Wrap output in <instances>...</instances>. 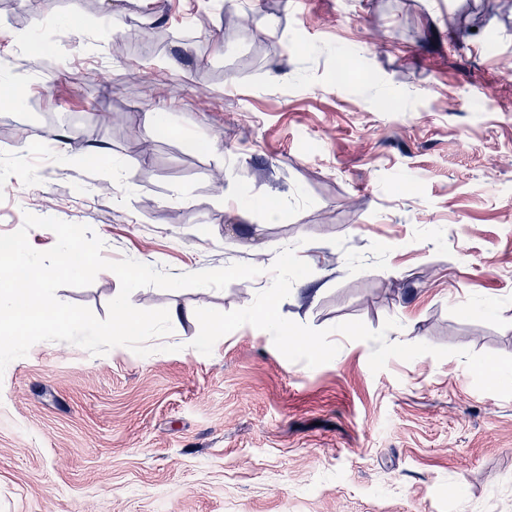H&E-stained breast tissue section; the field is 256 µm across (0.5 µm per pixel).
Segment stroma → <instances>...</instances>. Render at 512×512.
Masks as SVG:
<instances>
[{"mask_svg": "<svg viewBox=\"0 0 512 512\" xmlns=\"http://www.w3.org/2000/svg\"><path fill=\"white\" fill-rule=\"evenodd\" d=\"M497 2L0 0V81L27 77L0 108V234L31 213L89 225L111 261L265 270L135 290L136 308L181 310L171 351L42 341L12 361L0 512H512V398L477 390L454 354L372 372L375 343L334 330L393 319L392 343L512 356V13ZM248 8L253 33L223 42ZM462 15L477 28L460 38ZM285 247L311 272L279 311L331 329L335 358L289 361L250 325L192 348L196 310L248 307ZM119 291L104 270L56 296L103 319Z\"/></svg>", "mask_w": 512, "mask_h": 512, "instance_id": "1", "label": "stroma"}]
</instances>
